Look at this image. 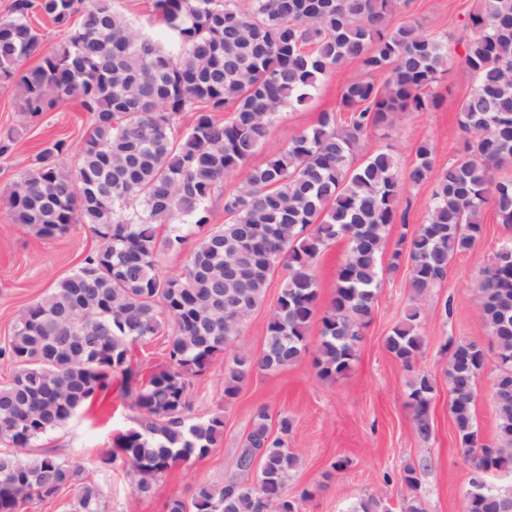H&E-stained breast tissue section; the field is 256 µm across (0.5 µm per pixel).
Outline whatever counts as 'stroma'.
<instances>
[{
	"label": "stroma",
	"instance_id": "35a3bbf8",
	"mask_svg": "<svg viewBox=\"0 0 512 512\" xmlns=\"http://www.w3.org/2000/svg\"><path fill=\"white\" fill-rule=\"evenodd\" d=\"M152 2L114 0V7L135 32L164 44L168 32L152 22ZM480 5L481 0H409L407 7L394 14L393 24L417 21L427 33L449 40L448 77L436 89L441 97L439 107L392 115L369 133L365 150H389L403 168L412 161L415 145L426 140L434 147L435 166L440 169L461 149L458 117L474 77L460 58L473 35L469 16ZM360 72L358 62L347 63L323 79L306 106L281 112L250 159V166H260L279 153L298 131L314 125L320 113L335 111L345 84ZM89 126V113L72 101L58 104L40 121L30 122L20 110L14 88L0 86V139L9 135L14 138L12 150L0 155V348L7 344L19 311L47 294L100 245L83 224L72 225L55 238L36 237L13 221L5 204L6 195L30 159L53 142L65 141L67 149L58 161L63 167H71ZM431 191L428 183L406 187L398 203L406 222L391 226L387 252L396 250L401 233H413L425 223ZM510 239L512 226L499 223L493 211H485L483 236L476 248L454 257L446 278L425 298L426 318L420 326L424 347L413 371L427 374L436 385L429 440L420 439L414 432L406 406L412 371H406L384 346L386 336L410 304V263L404 258L384 275L372 321L364 330L363 342L346 375L322 380L307 356L276 373L255 371L238 397L225 402L227 364L235 354L255 355L263 346L266 323L286 280L285 269L275 267L262 305L245 320L223 357L194 379L190 390L194 416L206 419L222 415V436L207 456L172 467L151 492L135 491L122 468L103 461L115 437L133 427L138 417L121 397L119 386H112L95 399L80 418L48 434L42 444L81 464L80 477L98 488L105 512H164L163 505L169 498H191L200 486L254 480V473L239 471L236 461L252 416L263 405L271 417L285 415L294 422L288 446L300 455L301 462L292 473L288 492L294 495L308 489L313 493L311 499L301 502L300 512H352L371 494L379 496L389 512H401L406 499L413 496L422 501L426 512H463L471 470L449 412L445 377L448 355L443 346L450 338L489 346V331L476 307V285L482 267ZM496 373L495 361H488L478 381L474 407L479 436L486 442L492 441L496 432L492 398ZM341 459L345 467L334 469V462ZM409 465L420 469V484L414 491L403 481V470Z\"/></svg>",
	"mask_w": 512,
	"mask_h": 512
}]
</instances>
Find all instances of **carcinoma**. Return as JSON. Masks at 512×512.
Returning a JSON list of instances; mask_svg holds the SVG:
<instances>
[{"instance_id": "cac0c4a2", "label": "carcinoma", "mask_w": 512, "mask_h": 512, "mask_svg": "<svg viewBox=\"0 0 512 512\" xmlns=\"http://www.w3.org/2000/svg\"><path fill=\"white\" fill-rule=\"evenodd\" d=\"M407 0H154L170 33L162 45L134 33L112 0H12L0 18V85L16 89L32 122L66 101L90 114L74 168L57 163L58 140L39 152L6 202L13 219L42 238L85 224L98 249L24 307L0 355L14 366L0 387V512H17L74 488L64 512H103L98 489L79 482V469L40 441L77 417L122 378L139 412L107 459L120 462L136 491L149 492L174 464L206 455L224 421L190 417V387L224 354L246 318L263 302L281 263L288 276L256 355H236L227 367L230 403L259 369L278 372L308 351V330L320 316L313 367L322 380L344 375L356 358L362 329L374 314L383 277L385 233L397 221L405 186L434 181L427 222L401 234L411 264V304L385 348L411 369L422 352L424 297L446 276L453 257L472 251L482 216L494 210L512 224V0H484L469 17L475 37L462 56L475 84L459 127L463 150L434 173V147L415 146L404 171L387 149L355 154L368 131L394 112H426L446 78L448 48L418 23L392 24ZM37 12L66 30L65 42L20 74L18 63L39 49L29 17ZM349 60L368 76L349 81L338 112H322L312 127L240 186L224 193V176L243 169L285 108L303 107L322 79ZM388 73L379 84L371 75ZM218 112L229 113L221 121ZM222 196L224 222L209 203ZM165 226V234L158 227ZM199 242L174 273L157 271L162 251H176L193 231ZM347 250L330 304L321 308L315 260L332 241ZM476 305L490 329L498 369L512 371V255L482 269ZM165 336L166 364L145 378L131 347ZM449 412L471 473L464 512H512V493L491 486L490 468L512 471V376L496 377L497 432L481 440L473 407L487 352L474 341L449 339ZM435 384L416 373L407 407L415 433L433 432ZM253 416L237 465L256 482L202 486L165 512H297L288 495L299 455L288 448L293 420Z\"/></svg>"}]
</instances>
